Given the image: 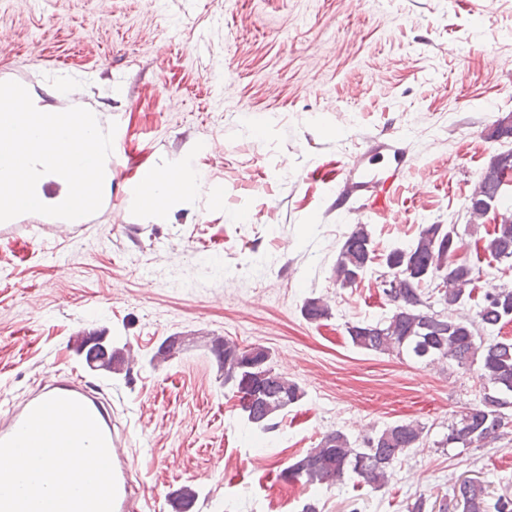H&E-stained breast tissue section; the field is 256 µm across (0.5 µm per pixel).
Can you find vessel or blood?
Segmentation results:
<instances>
[{"mask_svg":"<svg viewBox=\"0 0 512 512\" xmlns=\"http://www.w3.org/2000/svg\"><path fill=\"white\" fill-rule=\"evenodd\" d=\"M399 180L398 173L377 179L363 173L359 166H352L339 185L343 198L369 196L377 201L386 198ZM111 356L90 355L85 361L84 371L56 372L42 378L39 385L24 400L9 402L7 409L0 411V441L12 437L21 427L31 410L52 397H66L84 404L103 431L110 459L114 468L117 496L114 512H144L148 503L143 487L134 486L130 480L131 462L126 450L128 436L114 416L112 401L103 388L88 381L89 373L111 370Z\"/></svg>","mask_w":512,"mask_h":512,"instance_id":"vessel-or-blood-1","label":"vessel or blood"}]
</instances>
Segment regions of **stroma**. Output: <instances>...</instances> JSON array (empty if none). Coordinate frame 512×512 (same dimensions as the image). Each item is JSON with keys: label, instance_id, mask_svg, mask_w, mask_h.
<instances>
[{"label": "stroma", "instance_id": "obj_1", "mask_svg": "<svg viewBox=\"0 0 512 512\" xmlns=\"http://www.w3.org/2000/svg\"><path fill=\"white\" fill-rule=\"evenodd\" d=\"M47 110L75 86L117 124L112 179L83 227L27 213L0 223V394L18 400L43 369L80 366L75 336H101L130 369L112 388L147 512H173L183 485L195 512H406L470 477L512 497V430L482 448L440 446L478 402L475 372L354 346L348 325L391 312L375 264L354 286L333 267L367 225L378 254L422 225L453 224L462 260L486 288L512 285L483 249L492 218L468 199L512 138L489 136L512 113V0H0V81ZM399 138L405 180L385 213L336 202L329 179L364 137ZM172 170L193 195L158 210L138 186ZM327 318L307 321L306 299ZM177 336L183 349L155 354ZM269 348L304 397L265 432L250 425L218 371L215 338ZM430 433L375 489L306 487L281 470L332 429L360 440L396 421Z\"/></svg>", "mask_w": 512, "mask_h": 512}]
</instances>
